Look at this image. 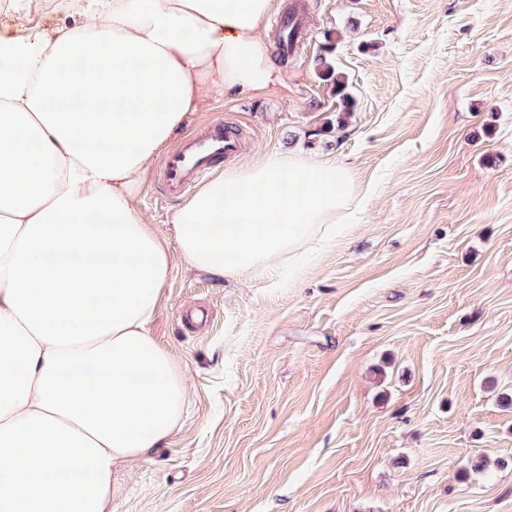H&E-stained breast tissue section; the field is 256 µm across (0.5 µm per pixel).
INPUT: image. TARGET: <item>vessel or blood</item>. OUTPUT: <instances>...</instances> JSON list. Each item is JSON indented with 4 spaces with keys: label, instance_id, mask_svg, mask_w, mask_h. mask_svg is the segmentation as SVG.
I'll list each match as a JSON object with an SVG mask.
<instances>
[{
    "label": "vessel or blood",
    "instance_id": "obj_1",
    "mask_svg": "<svg viewBox=\"0 0 512 512\" xmlns=\"http://www.w3.org/2000/svg\"><path fill=\"white\" fill-rule=\"evenodd\" d=\"M240 148L237 132L215 119L186 135L162 163L160 186L165 196H180L204 178L215 165L232 158Z\"/></svg>",
    "mask_w": 512,
    "mask_h": 512
}]
</instances>
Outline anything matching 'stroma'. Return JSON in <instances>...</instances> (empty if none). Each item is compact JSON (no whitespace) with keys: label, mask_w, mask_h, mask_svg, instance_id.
I'll return each instance as SVG.
<instances>
[{"label":"stroma","mask_w":512,"mask_h":512,"mask_svg":"<svg viewBox=\"0 0 512 512\" xmlns=\"http://www.w3.org/2000/svg\"><path fill=\"white\" fill-rule=\"evenodd\" d=\"M293 3L281 86L205 95L187 128L224 119L241 161L336 157L373 194L281 287L174 269L152 334L187 415L112 512H512V0H274L269 35ZM159 173L141 205L167 238Z\"/></svg>","instance_id":"35a3bbf8"}]
</instances>
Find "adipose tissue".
Returning <instances> with one entry per match:
<instances>
[{
  "label": "adipose tissue",
  "instance_id": "obj_1",
  "mask_svg": "<svg viewBox=\"0 0 512 512\" xmlns=\"http://www.w3.org/2000/svg\"><path fill=\"white\" fill-rule=\"evenodd\" d=\"M273 0H74L79 24L0 27V512H112L120 465L179 430L186 376L149 325L178 264L297 279L371 190L304 153L224 167L140 205L200 107L280 84Z\"/></svg>",
  "mask_w": 512,
  "mask_h": 512
}]
</instances>
